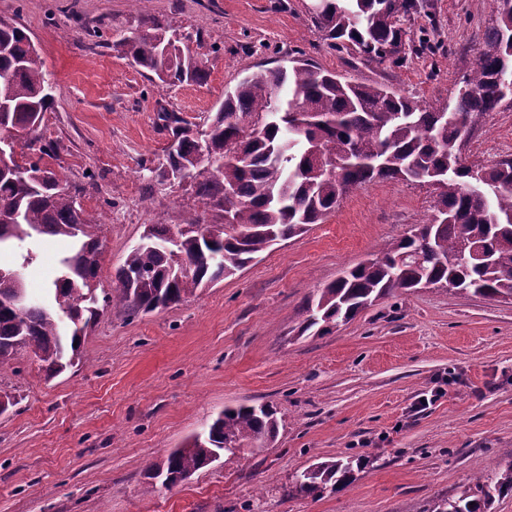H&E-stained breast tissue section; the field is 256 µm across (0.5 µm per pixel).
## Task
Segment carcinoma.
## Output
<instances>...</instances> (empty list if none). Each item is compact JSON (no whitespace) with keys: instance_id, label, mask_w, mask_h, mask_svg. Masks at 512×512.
Wrapping results in <instances>:
<instances>
[{"instance_id":"cac0c4a2","label":"carcinoma","mask_w":512,"mask_h":512,"mask_svg":"<svg viewBox=\"0 0 512 512\" xmlns=\"http://www.w3.org/2000/svg\"><path fill=\"white\" fill-rule=\"evenodd\" d=\"M425 11V0H313L315 26L332 45L364 59L403 64L400 19ZM487 50L463 78L454 106L421 103L382 87L352 83L308 63L260 69L224 94L207 119L204 143L177 112L158 120L170 141L155 178L192 176L204 205L189 211L177 231L147 224L140 242L112 275L102 302L96 295L102 221L78 201L83 187L46 162L57 146L42 124L51 106L49 74L28 34L0 19V249L35 240L78 243L60 260L41 304L19 310L22 282L0 287V369L25 351L52 379L74 366L82 336L111 305L151 313L186 301L196 291L235 275L274 239L288 240L333 211L350 189L376 179L427 183L435 213L379 255L346 270L308 299L300 334L332 328L397 290L429 286L512 300V157L491 166L465 164L467 125L494 111L512 86V5L492 10ZM182 25L144 24L143 33L116 41L125 54L161 81L206 83L197 57L181 47ZM263 118L257 131L246 120ZM30 157L19 178L15 145ZM489 255L481 260L476 252ZM269 404L226 408L173 450L164 469L146 470L148 489L170 488L186 473L215 461L227 445H268L278 434ZM364 460L338 456L294 476L290 491L321 496L346 488ZM512 491V462L494 477L439 498L417 512H481L494 493Z\"/></svg>"}]
</instances>
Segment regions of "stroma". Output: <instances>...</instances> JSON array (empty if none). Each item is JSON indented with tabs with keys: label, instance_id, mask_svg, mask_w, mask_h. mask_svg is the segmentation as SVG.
<instances>
[{
	"label": "stroma",
	"instance_id": "obj_1",
	"mask_svg": "<svg viewBox=\"0 0 512 512\" xmlns=\"http://www.w3.org/2000/svg\"><path fill=\"white\" fill-rule=\"evenodd\" d=\"M311 4L0 0V18L25 30L50 74V164L86 186L82 204L104 223L100 287L145 225H179L198 205L188 185L149 177L168 139L159 112L203 123L246 74L297 58L423 103L450 100L492 18L491 0H428L425 15L400 21L403 65H378L331 47ZM170 18L190 32L206 84L161 83L116 47L142 22ZM464 155L479 166L512 156V100L477 118ZM435 200L425 184L367 183L306 233L182 304L138 316L107 310L78 365L55 378L19 353L0 371V390L18 399L0 414V512H417L511 462L512 301L400 290L331 333H298L310 294L421 223ZM70 249L41 243L24 270L31 295ZM261 403L277 410L273 444L148 490L149 464L224 407ZM339 455L365 460L349 486L289 495L296 472Z\"/></svg>",
	"mask_w": 512,
	"mask_h": 512
}]
</instances>
